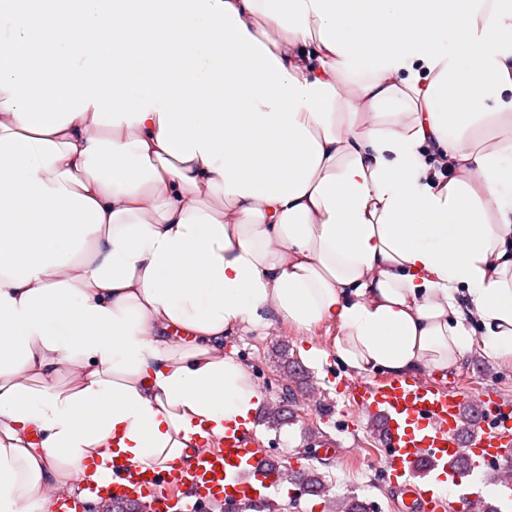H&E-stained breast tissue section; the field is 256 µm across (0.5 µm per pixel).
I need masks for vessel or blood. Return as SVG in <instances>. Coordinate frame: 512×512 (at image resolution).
Here are the masks:
<instances>
[{"label": "vessel or blood", "instance_id": "vessel-or-blood-1", "mask_svg": "<svg viewBox=\"0 0 512 512\" xmlns=\"http://www.w3.org/2000/svg\"><path fill=\"white\" fill-rule=\"evenodd\" d=\"M358 417L377 419L384 482L414 497L420 512H442L440 484L459 489V512H485L495 498L512 512V405L492 394L478 398L479 416L469 434L461 422L467 396L396 378L350 383ZM104 484L90 492L115 503L134 502L148 512H199L202 504L226 512L260 505L276 512L280 474L257 448L253 428L225 430L218 445L197 449L188 468L160 469L126 461L108 465Z\"/></svg>", "mask_w": 512, "mask_h": 512}]
</instances>
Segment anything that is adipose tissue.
Here are the masks:
<instances>
[{
  "label": "adipose tissue",
  "instance_id": "obj_1",
  "mask_svg": "<svg viewBox=\"0 0 512 512\" xmlns=\"http://www.w3.org/2000/svg\"><path fill=\"white\" fill-rule=\"evenodd\" d=\"M75 2L0 8V512L249 425L272 314L512 358V0Z\"/></svg>",
  "mask_w": 512,
  "mask_h": 512
}]
</instances>
